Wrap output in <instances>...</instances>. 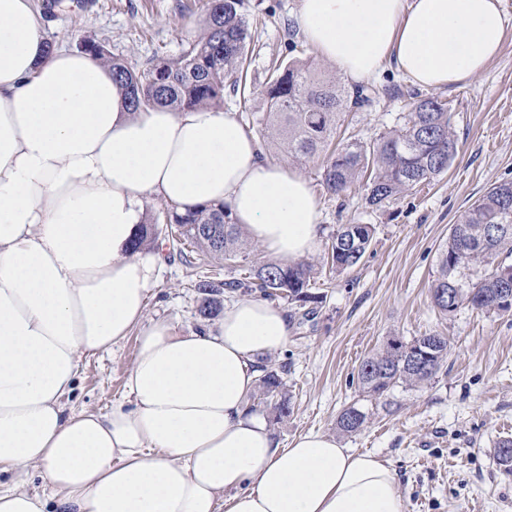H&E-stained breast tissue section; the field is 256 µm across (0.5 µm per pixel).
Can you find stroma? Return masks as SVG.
<instances>
[{
	"label": "stroma",
	"mask_w": 512,
	"mask_h": 512,
	"mask_svg": "<svg viewBox=\"0 0 512 512\" xmlns=\"http://www.w3.org/2000/svg\"><path fill=\"white\" fill-rule=\"evenodd\" d=\"M299 0H243L250 24V66L245 93H224V111H265L262 91L275 62L329 65L300 33ZM53 43L88 37L113 55L143 67L173 58L202 32L210 0H33ZM506 30L501 50L487 68L465 83L436 89L452 114L458 152L447 171L375 208L362 186L330 194L319 159H289L263 143L273 161L303 176L319 203V242L310 257L321 260L324 244L344 224H371L374 238L360 264L341 275H317L323 297L304 317L288 308L287 346L265 357L280 368L293 411L270 427L281 445L320 431L342 447L376 455L397 473L405 512H512V475L492 452L512 437V312L484 314L468 307L442 315L431 299L440 253L459 215L489 188L512 180V0H503ZM378 94L370 106L345 116L342 131L361 142L398 127L418 86L395 69L372 79ZM159 203L147 205L165 270L150 295L146 321L173 320L183 332L201 326L197 279L214 269L204 254L186 265L168 241L169 225L156 222ZM447 336L450 351L439 373L418 386L396 387L384 403L370 406L369 422L356 435L338 434L336 417L360 398L357 368L386 336ZM137 353L129 336L112 351L82 361L68 401L77 410L101 412L126 393Z\"/></svg>",
	"instance_id": "1"
}]
</instances>
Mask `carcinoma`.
<instances>
[{"instance_id": "obj_1", "label": "carcinoma", "mask_w": 512, "mask_h": 512, "mask_svg": "<svg viewBox=\"0 0 512 512\" xmlns=\"http://www.w3.org/2000/svg\"><path fill=\"white\" fill-rule=\"evenodd\" d=\"M241 0H210L202 35L174 58H162L144 68L132 66L93 40L81 39L78 48L95 54L126 89L135 109L164 106L181 110L224 104V88L246 90L248 22L239 12ZM267 109L253 122L263 127L288 157L321 159L322 181L340 195L364 178L366 201L380 206L405 191L429 182L448 169L457 151L447 102L436 96H416L398 130L384 131L371 143L349 140L332 146L343 114L372 102L374 89L346 88L334 74L307 62L275 67L264 91ZM175 225L179 244L196 247L234 275L207 276L195 282L201 294L199 317L203 324L220 317L225 293H240L266 300H281L303 307L322 296L312 292L316 270L309 261L293 264L264 259L263 251L242 237L224 205L202 206L179 213L166 212ZM371 224H344L327 246L331 270L341 273L356 266L372 242ZM512 181L490 188L471 204L453 225L441 252L439 275L431 293L438 311L449 316L463 306L485 313H503L498 303L503 288L512 290ZM467 269L475 280L464 284L456 277ZM433 353L432 368L413 362L416 350ZM448 354V339L439 334L405 340L388 336L381 348L359 365L357 380L367 397L379 400L399 385L417 386L440 371ZM259 394L251 409L269 412L281 420L292 411L291 397L275 368H263ZM369 413L353 404L336 417L337 430L357 435ZM493 455L503 472L512 475V439L495 443Z\"/></svg>"}]
</instances>
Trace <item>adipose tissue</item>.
Here are the masks:
<instances>
[{"label":"adipose tissue","mask_w":512,"mask_h":512,"mask_svg":"<svg viewBox=\"0 0 512 512\" xmlns=\"http://www.w3.org/2000/svg\"><path fill=\"white\" fill-rule=\"evenodd\" d=\"M305 38L351 82L392 66L443 88L481 73L502 0H301ZM228 206L292 262L317 241L301 175L232 114L131 111L92 53L48 45L31 0H0V512H404L395 471L310 432L281 447L250 412L286 312L232 302L216 328L145 323L163 273L133 251L144 206ZM142 328L128 400L67 407L82 360ZM39 470L42 497L14 479Z\"/></svg>","instance_id":"ef3b65f1"}]
</instances>
